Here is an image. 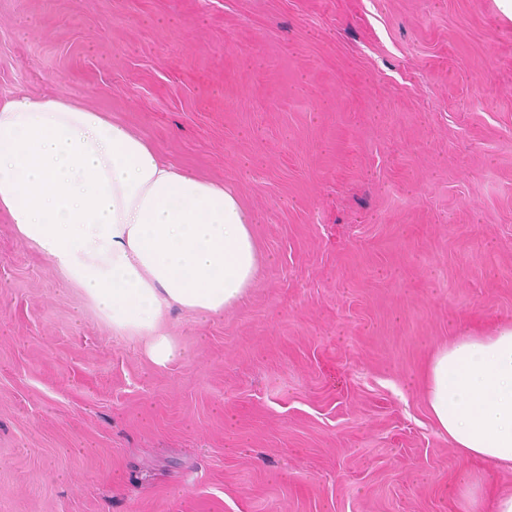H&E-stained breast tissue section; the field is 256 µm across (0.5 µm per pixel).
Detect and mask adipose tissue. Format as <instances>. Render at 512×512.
<instances>
[{
    "label": "adipose tissue",
    "mask_w": 512,
    "mask_h": 512,
    "mask_svg": "<svg viewBox=\"0 0 512 512\" xmlns=\"http://www.w3.org/2000/svg\"><path fill=\"white\" fill-rule=\"evenodd\" d=\"M1 212L159 366L182 354L163 330L171 309L202 322L221 316L261 265L253 218L233 188L59 92L0 100ZM423 390L462 458L512 467V324L438 347Z\"/></svg>",
    "instance_id": "obj_1"
}]
</instances>
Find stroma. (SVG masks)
Listing matches in <instances>:
<instances>
[{"label": "stroma", "instance_id": "35a3bbf8", "mask_svg": "<svg viewBox=\"0 0 512 512\" xmlns=\"http://www.w3.org/2000/svg\"><path fill=\"white\" fill-rule=\"evenodd\" d=\"M111 113L253 215L266 258L158 366L0 214V512H458L421 380L512 324L497 0H0V98Z\"/></svg>", "mask_w": 512, "mask_h": 512}]
</instances>
